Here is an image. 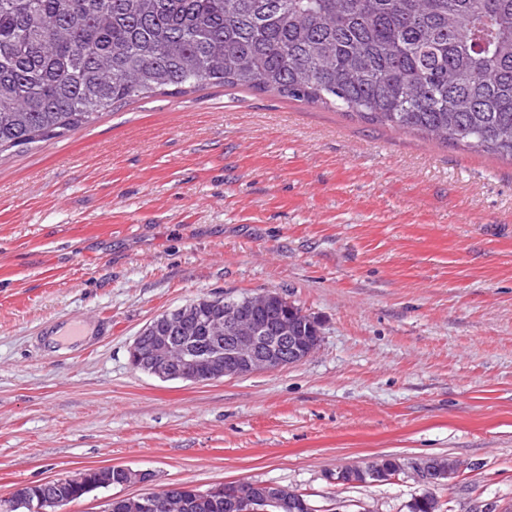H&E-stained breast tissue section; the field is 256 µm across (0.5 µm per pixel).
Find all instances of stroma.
I'll return each instance as SVG.
<instances>
[{
    "mask_svg": "<svg viewBox=\"0 0 512 512\" xmlns=\"http://www.w3.org/2000/svg\"><path fill=\"white\" fill-rule=\"evenodd\" d=\"M279 293L321 324L284 369L197 384L136 369L156 315ZM105 318L82 352L50 321ZM389 455L463 462L442 512H512V161L274 93L207 86L0 155V499L83 469L271 484L317 512H408ZM387 464L392 469L386 468L380 460L368 462L365 466H348L336 473V480L340 483H347L348 479H353L355 476L359 475L363 478H370V482L373 483L384 482L404 470L403 465L399 462L397 464V471L394 470L396 471L394 474L393 469L396 468L394 458H389Z\"/></svg>",
    "mask_w": 512,
    "mask_h": 512,
    "instance_id": "stroma-1",
    "label": "stroma"
}]
</instances>
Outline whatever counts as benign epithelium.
I'll use <instances>...</instances> for the list:
<instances>
[{"label":"benign epithelium","mask_w":512,"mask_h":512,"mask_svg":"<svg viewBox=\"0 0 512 512\" xmlns=\"http://www.w3.org/2000/svg\"><path fill=\"white\" fill-rule=\"evenodd\" d=\"M281 299L276 292H262L241 300L230 293L222 296H202L189 301L178 314L191 318L194 330L207 334L214 344L204 354H197L188 348L172 344L166 330L169 314L155 316L144 330L147 341L136 342L130 348L132 366L163 380L178 378L194 383L221 380L225 377L241 378L260 372H273L297 364L314 352L313 344L318 339L296 335V324L287 317L274 322L261 318L256 310ZM413 476L425 486H438L455 478L460 468L448 462V468L439 466L434 457H425L410 463ZM119 474L116 484L126 486L147 481L148 474L129 467L117 466ZM384 482L394 476V471L378 460L364 466H348L336 473V481L345 483L355 476ZM88 475L78 473L51 481L56 492L50 497L31 492V487L17 488L13 496L29 501L32 512H57V509L71 501L69 491L81 485L87 495L110 483L112 478L99 479V483L87 482ZM261 497L248 496L245 502L250 512H266L264 506L286 508L292 491L275 485H264ZM129 512H188L191 504L185 499H164L157 492H148L136 497L123 498Z\"/></svg>","instance_id":"1"}]
</instances>
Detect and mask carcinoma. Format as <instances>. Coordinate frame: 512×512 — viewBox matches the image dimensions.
I'll use <instances>...</instances> for the list:
<instances>
[{
	"mask_svg": "<svg viewBox=\"0 0 512 512\" xmlns=\"http://www.w3.org/2000/svg\"><path fill=\"white\" fill-rule=\"evenodd\" d=\"M208 85L512 159V0H0V155Z\"/></svg>",
	"mask_w": 512,
	"mask_h": 512,
	"instance_id": "1",
	"label": "carcinoma"
}]
</instances>
